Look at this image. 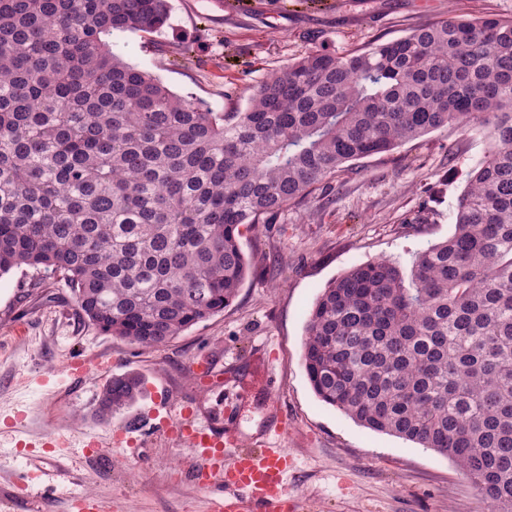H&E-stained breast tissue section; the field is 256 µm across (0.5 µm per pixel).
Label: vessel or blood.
Here are the masks:
<instances>
[{
  "label": "vessel or blood",
  "mask_w": 512,
  "mask_h": 512,
  "mask_svg": "<svg viewBox=\"0 0 512 512\" xmlns=\"http://www.w3.org/2000/svg\"><path fill=\"white\" fill-rule=\"evenodd\" d=\"M242 389L261 393L270 408H277L267 386L264 354H256L253 371L243 380ZM166 429L187 443L200 463L203 483L219 485L212 512H300V500L286 483L294 464L287 449L243 447L237 428L199 417L188 408L180 410L178 421L167 424Z\"/></svg>",
  "instance_id": "b4317fda"
}]
</instances>
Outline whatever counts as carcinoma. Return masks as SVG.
<instances>
[{
  "label": "carcinoma",
  "mask_w": 512,
  "mask_h": 512,
  "mask_svg": "<svg viewBox=\"0 0 512 512\" xmlns=\"http://www.w3.org/2000/svg\"><path fill=\"white\" fill-rule=\"evenodd\" d=\"M168 16V0H0V277L56 273L83 319L158 348L235 300L251 271L242 227L350 162L475 121L494 146L453 233L407 276L377 260L331 281L303 363L322 403L450 458L490 512H512V19L315 46L244 110L215 112L113 52ZM142 387L112 376L98 414Z\"/></svg>",
  "instance_id": "cac0c4a2"
}]
</instances>
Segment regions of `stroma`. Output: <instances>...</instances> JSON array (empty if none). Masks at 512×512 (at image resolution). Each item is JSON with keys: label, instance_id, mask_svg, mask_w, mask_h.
Segmentation results:
<instances>
[{"label": "stroma", "instance_id": "1", "mask_svg": "<svg viewBox=\"0 0 512 512\" xmlns=\"http://www.w3.org/2000/svg\"><path fill=\"white\" fill-rule=\"evenodd\" d=\"M157 34L118 37L117 53L173 92L218 112L245 108L251 85L319 46L341 54L410 27L459 15L512 18V0H170ZM194 49L192 61L174 55ZM490 141L482 128L434 131L387 155L355 161L272 224L242 231L252 270L224 312L165 346L145 348L81 320L70 292L51 273L21 268L0 276V512H73L75 497L102 512H209L212 487L199 485L191 451L173 435L136 434L118 452L114 431L152 408L191 407L218 418L238 409L252 445L266 424L264 402L243 396L234 374L261 351L294 457L288 487L301 512H489L456 465L403 438L361 427L318 400L302 364L308 315L323 288L354 265L391 260L410 270L416 252L454 230L456 201ZM101 357L112 374L138 373L143 393L130 408L99 419L105 377L78 378L66 366ZM209 360L221 379L203 387L193 363ZM84 432L96 449L46 448L47 437ZM68 479L44 497L43 473L57 462Z\"/></svg>", "mask_w": 512, "mask_h": 512}]
</instances>
